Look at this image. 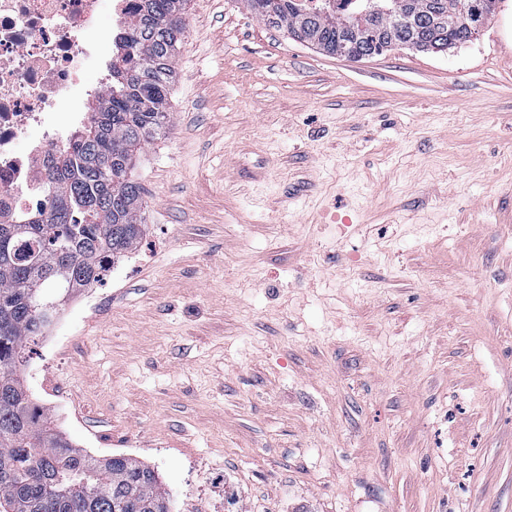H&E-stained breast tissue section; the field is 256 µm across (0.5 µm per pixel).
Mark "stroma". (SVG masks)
Returning <instances> with one entry per match:
<instances>
[{
    "label": "stroma",
    "instance_id": "35a3bbf8",
    "mask_svg": "<svg viewBox=\"0 0 512 512\" xmlns=\"http://www.w3.org/2000/svg\"><path fill=\"white\" fill-rule=\"evenodd\" d=\"M185 23L142 241L35 345L34 397L171 512H512V0L361 61L242 0Z\"/></svg>",
    "mask_w": 512,
    "mask_h": 512
}]
</instances>
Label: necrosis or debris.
I'll list each match as a JSON object with an SVG mask.
<instances>
[{
    "instance_id": "1",
    "label": "necrosis or debris",
    "mask_w": 512,
    "mask_h": 512,
    "mask_svg": "<svg viewBox=\"0 0 512 512\" xmlns=\"http://www.w3.org/2000/svg\"><path fill=\"white\" fill-rule=\"evenodd\" d=\"M99 0H0V221L43 209V177L80 120ZM40 139L16 145L30 130Z\"/></svg>"
}]
</instances>
